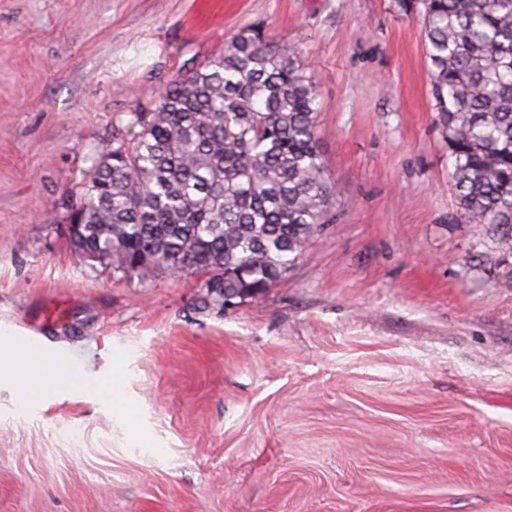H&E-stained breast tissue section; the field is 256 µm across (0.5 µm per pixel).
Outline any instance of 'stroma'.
<instances>
[{
    "instance_id": "1",
    "label": "stroma",
    "mask_w": 512,
    "mask_h": 512,
    "mask_svg": "<svg viewBox=\"0 0 512 512\" xmlns=\"http://www.w3.org/2000/svg\"><path fill=\"white\" fill-rule=\"evenodd\" d=\"M404 0H0V512H512V255L464 224ZM299 46L335 200L237 307L79 257L62 203L120 115L244 30ZM118 376L124 417L97 395ZM14 341L18 347V355L15 360V367L18 370L25 367L28 357L35 352H41L43 357L60 368L69 369L64 355L58 352L45 353L41 342L37 338L33 336H16Z\"/></svg>"
}]
</instances>
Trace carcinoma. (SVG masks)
Returning <instances> with one entry per match:
<instances>
[{"label":"carcinoma","instance_id":"cac0c4a2","mask_svg":"<svg viewBox=\"0 0 512 512\" xmlns=\"http://www.w3.org/2000/svg\"><path fill=\"white\" fill-rule=\"evenodd\" d=\"M420 4L461 220L512 251V0ZM316 98L297 47L240 33L114 129L67 207L76 247L142 285L197 274L206 305L255 297L333 201Z\"/></svg>","mask_w":512,"mask_h":512}]
</instances>
